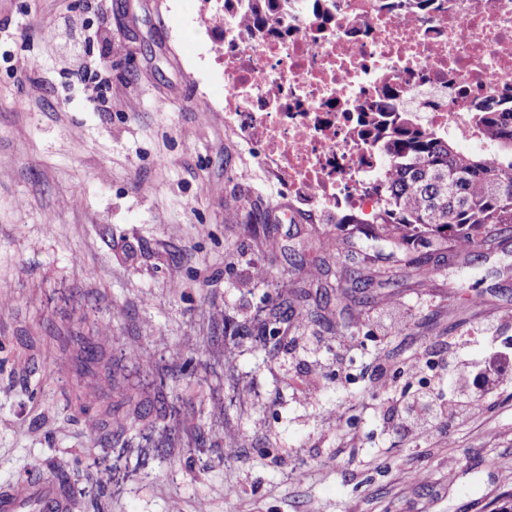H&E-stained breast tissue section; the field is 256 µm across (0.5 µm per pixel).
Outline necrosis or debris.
Returning <instances> with one entry per match:
<instances>
[{"label":"necrosis or debris","mask_w":512,"mask_h":512,"mask_svg":"<svg viewBox=\"0 0 512 512\" xmlns=\"http://www.w3.org/2000/svg\"><path fill=\"white\" fill-rule=\"evenodd\" d=\"M250 7L211 9L224 20V112L294 200L373 215L384 159L363 113L412 112L471 140L476 106L512 97V0H286L260 29Z\"/></svg>","instance_id":"obj_1"}]
</instances>
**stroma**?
<instances>
[{
  "label": "stroma",
  "mask_w": 512,
  "mask_h": 512,
  "mask_svg": "<svg viewBox=\"0 0 512 512\" xmlns=\"http://www.w3.org/2000/svg\"><path fill=\"white\" fill-rule=\"evenodd\" d=\"M96 2L0 0V486L38 459L75 512H492L512 492V224L476 259L431 248L421 281L342 210L284 220L225 123L209 0ZM367 267L276 339L224 332ZM81 340L110 359L87 414ZM463 378L479 412L425 441L392 427ZM129 398L141 417L93 444L91 412ZM347 283H348V280L346 278L342 282L337 281L336 284H333L328 281H322L319 279L311 280L308 285L305 284L304 286L298 287L299 289H294L291 292V295L293 297H295V299L298 301H301V300L309 301L313 297L311 288H316L315 289V301H317L318 297H319V301H320V299H322L323 297L328 296L329 290H331L332 292H334L336 290V296L337 295L343 296V295L347 294L346 289H345V288H347L346 287ZM307 288H309V289H307Z\"/></svg>",
  "instance_id": "35a3bbf8"
}]
</instances>
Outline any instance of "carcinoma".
Instances as JSON below:
<instances>
[{"instance_id":"cac0c4a2","label":"carcinoma","mask_w":512,"mask_h":512,"mask_svg":"<svg viewBox=\"0 0 512 512\" xmlns=\"http://www.w3.org/2000/svg\"><path fill=\"white\" fill-rule=\"evenodd\" d=\"M252 18L260 21L274 11L279 0H251ZM474 126L498 149L495 156L462 154L436 130L415 123L406 112H394L389 123L373 126L374 138L386 152V168L377 177L374 190L382 198L371 223L353 213L340 223L355 224L367 238L389 243L404 251L401 262L420 270L422 258L413 254V244L448 242L456 253H479L484 249L493 224H512V109H485L473 113ZM348 280L331 283L312 280L291 292L298 301L323 298L328 291L343 296ZM288 319L277 311L259 323L264 336L277 332ZM100 347L84 344L75 358L81 378L97 377L105 360ZM128 399L124 405L129 406ZM122 405V406H124ZM122 406L107 407L103 425L123 428L127 415Z\"/></svg>"}]
</instances>
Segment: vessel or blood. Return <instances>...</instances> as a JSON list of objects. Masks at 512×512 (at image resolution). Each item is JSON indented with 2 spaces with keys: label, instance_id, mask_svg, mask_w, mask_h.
I'll list each match as a JSON object with an SVG mask.
<instances>
[{
  "label": "vessel or blood",
  "instance_id": "1",
  "mask_svg": "<svg viewBox=\"0 0 512 512\" xmlns=\"http://www.w3.org/2000/svg\"><path fill=\"white\" fill-rule=\"evenodd\" d=\"M73 502L58 481L42 473L40 461L29 465L23 480L0 488V512H72Z\"/></svg>",
  "mask_w": 512,
  "mask_h": 512
}]
</instances>
